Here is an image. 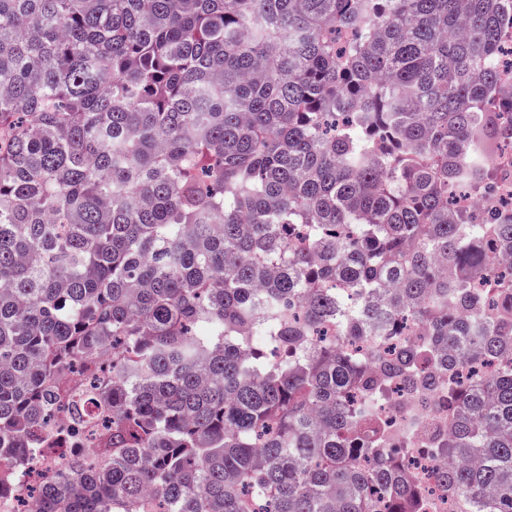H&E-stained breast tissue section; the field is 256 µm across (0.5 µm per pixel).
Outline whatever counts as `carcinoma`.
<instances>
[{
	"instance_id": "1",
	"label": "carcinoma",
	"mask_w": 512,
	"mask_h": 512,
	"mask_svg": "<svg viewBox=\"0 0 512 512\" xmlns=\"http://www.w3.org/2000/svg\"><path fill=\"white\" fill-rule=\"evenodd\" d=\"M509 36L512 0H0V495L82 379L109 421L30 512H427L377 399L446 382L436 485L512 512V272L467 290L512 211L457 202Z\"/></svg>"
}]
</instances>
